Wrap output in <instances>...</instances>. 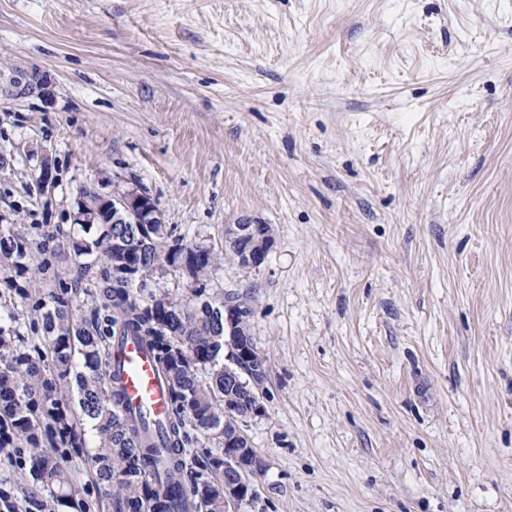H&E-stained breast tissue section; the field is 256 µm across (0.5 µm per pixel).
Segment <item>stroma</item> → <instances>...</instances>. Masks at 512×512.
<instances>
[{
    "instance_id": "stroma-1",
    "label": "stroma",
    "mask_w": 512,
    "mask_h": 512,
    "mask_svg": "<svg viewBox=\"0 0 512 512\" xmlns=\"http://www.w3.org/2000/svg\"><path fill=\"white\" fill-rule=\"evenodd\" d=\"M34 70L0 225L134 183L208 246L273 229L209 288L267 366L242 512H512V0H0V71ZM56 454L55 512H114Z\"/></svg>"
}]
</instances>
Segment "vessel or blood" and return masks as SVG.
I'll return each instance as SVG.
<instances>
[{
  "label": "vessel or blood",
  "mask_w": 512,
  "mask_h": 512,
  "mask_svg": "<svg viewBox=\"0 0 512 512\" xmlns=\"http://www.w3.org/2000/svg\"><path fill=\"white\" fill-rule=\"evenodd\" d=\"M118 360V378L132 416L145 419L152 431H159L167 398L151 356L139 340L131 338L120 349Z\"/></svg>",
  "instance_id": "obj_1"
}]
</instances>
